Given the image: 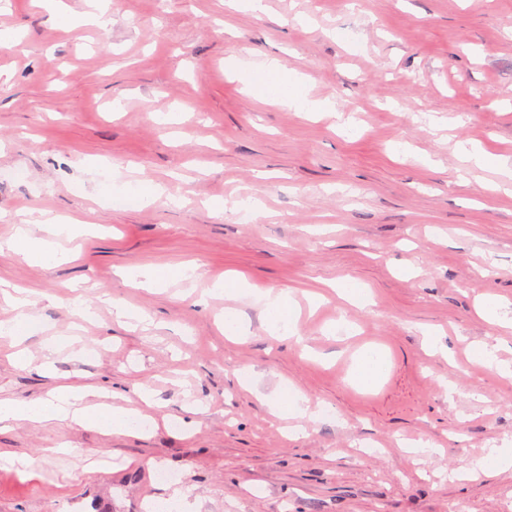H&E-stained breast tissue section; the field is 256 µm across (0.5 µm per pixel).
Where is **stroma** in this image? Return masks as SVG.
Masks as SVG:
<instances>
[{"mask_svg":"<svg viewBox=\"0 0 512 512\" xmlns=\"http://www.w3.org/2000/svg\"><path fill=\"white\" fill-rule=\"evenodd\" d=\"M266 3L252 16L231 0L161 11L112 0L107 29L77 31L36 0L0 10V31L20 36L0 46V241L43 211L87 227L68 264L0 255V284L30 290L35 326L29 367L0 338V400L45 399L62 382L92 403L153 394L142 432L0 424V448L34 472L0 463V512H144L157 500L191 512H512V469L458 476L491 445L512 448V378L468 357L485 342L512 363V326L478 313L484 298L512 312V179L458 150L512 156V0ZM352 25L364 29L355 49L341 37ZM232 57L247 69L278 59L357 128L340 135L334 115L248 96ZM173 111L177 131L152 119ZM115 170L166 191L143 209L113 205L97 185ZM230 195L259 198L262 216L214 215ZM184 263L196 281L147 291L121 276ZM410 265L416 276H402ZM227 271L249 289L196 305ZM346 280L369 288V307L337 296ZM256 287L324 294L301 310L306 347L269 334ZM81 295L103 296L94 318L74 313ZM114 298L145 322H117ZM228 310L242 320L234 341ZM342 319L341 336L325 333ZM428 329L442 353H425ZM370 346L390 368L362 388L351 356ZM286 392L306 395L317 420L293 431L273 409ZM409 439L426 452L408 455Z\"/></svg>","mask_w":512,"mask_h":512,"instance_id":"1","label":"stroma"}]
</instances>
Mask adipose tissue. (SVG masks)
Returning <instances> with one entry per match:
<instances>
[{
    "instance_id": "obj_1",
    "label": "adipose tissue",
    "mask_w": 512,
    "mask_h": 512,
    "mask_svg": "<svg viewBox=\"0 0 512 512\" xmlns=\"http://www.w3.org/2000/svg\"><path fill=\"white\" fill-rule=\"evenodd\" d=\"M229 73L238 79L244 90L258 100H270L303 112H331L335 106L328 101L313 100L304 81L290 75L275 60L262 63L255 69L229 65ZM163 191L153 179L142 177L134 181L105 183L99 188L101 195L110 197L121 206L144 208ZM84 228L59 218L51 220V238L38 236L32 225L18 227L7 241L0 242V253L23 257L33 264H62L69 256L61 251L57 242L70 239ZM268 330L287 331L294 342H301L298 330V305L292 295L262 291ZM70 421L79 425L93 424L106 434H122L144 429L148 421L135 408L114 407L104 403H89L85 392L72 385L58 386L49 398L38 403L0 402V423L24 424L31 422Z\"/></svg>"
}]
</instances>
